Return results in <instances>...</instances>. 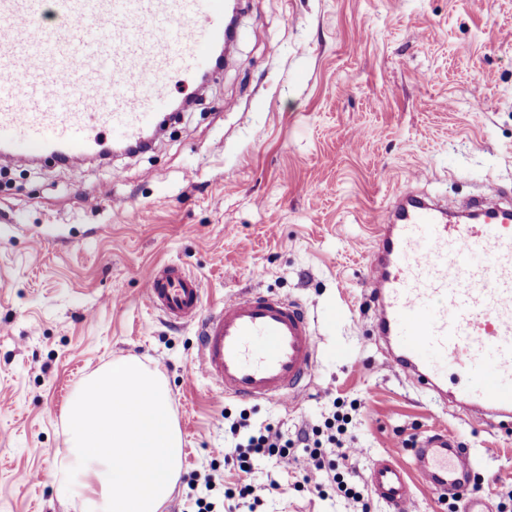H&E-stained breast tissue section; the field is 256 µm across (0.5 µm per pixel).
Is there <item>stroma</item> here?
Listing matches in <instances>:
<instances>
[{"label":"stroma","mask_w":512,"mask_h":512,"mask_svg":"<svg viewBox=\"0 0 512 512\" xmlns=\"http://www.w3.org/2000/svg\"><path fill=\"white\" fill-rule=\"evenodd\" d=\"M171 98L189 107L147 153L0 162V512H79L57 482L63 415L84 379L129 356L167 382L184 440L162 512L197 497L224 512H361L331 482L322 499L294 490L300 445L287 464H256L257 502L224 496L238 484L224 453L241 411L293 439L337 400L356 447L342 474L365 484L387 453L412 468L439 428L476 461L469 495L501 512L512 428L387 367L366 274L371 227L399 191H512V0H241L231 63ZM157 263L198 277L207 312L253 287L303 304L319 351L297 405L215 398L194 369L196 326L144 302ZM273 480L288 494H266Z\"/></svg>","instance_id":"1"}]
</instances>
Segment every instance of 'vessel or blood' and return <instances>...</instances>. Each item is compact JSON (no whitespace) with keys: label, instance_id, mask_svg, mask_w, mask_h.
Returning <instances> with one entry per match:
<instances>
[{"label":"vessel or blood","instance_id":"obj_1","mask_svg":"<svg viewBox=\"0 0 512 512\" xmlns=\"http://www.w3.org/2000/svg\"><path fill=\"white\" fill-rule=\"evenodd\" d=\"M53 6L58 24L36 33ZM104 21L97 31L95 21ZM224 39V0H0V151L17 163L32 150L57 159L134 143L156 124L170 88L205 71ZM488 185L462 212L396 196L373 225L368 270L372 333L388 364L432 399L455 393L480 418L512 422V208ZM148 305L197 327L196 369L221 398L291 406L313 377L312 321L295 300L263 288L203 314L199 280L155 265ZM474 467L444 430L419 443L414 470L392 455L373 461L372 494L412 512L420 476L440 497L464 496Z\"/></svg>","mask_w":512,"mask_h":512}]
</instances>
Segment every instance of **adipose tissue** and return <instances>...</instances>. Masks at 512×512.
Instances as JSON below:
<instances>
[{"instance_id": "adipose-tissue-1", "label": "adipose tissue", "mask_w": 512, "mask_h": 512, "mask_svg": "<svg viewBox=\"0 0 512 512\" xmlns=\"http://www.w3.org/2000/svg\"><path fill=\"white\" fill-rule=\"evenodd\" d=\"M60 485L80 512H160L182 470L166 382L126 358L89 376L66 411Z\"/></svg>"}]
</instances>
